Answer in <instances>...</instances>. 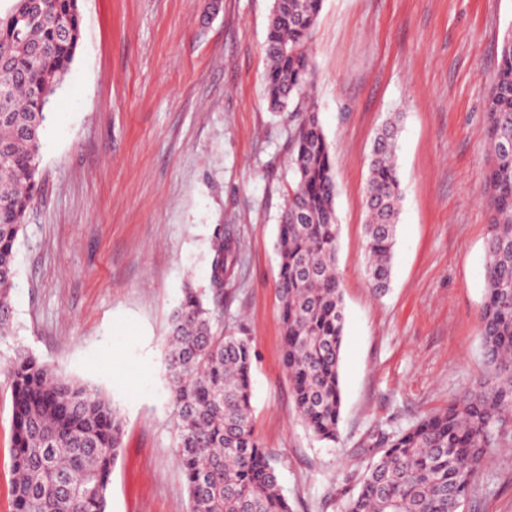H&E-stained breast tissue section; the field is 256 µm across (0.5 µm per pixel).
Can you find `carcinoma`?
<instances>
[{
  "instance_id": "cac0c4a2",
  "label": "carcinoma",
  "mask_w": 512,
  "mask_h": 512,
  "mask_svg": "<svg viewBox=\"0 0 512 512\" xmlns=\"http://www.w3.org/2000/svg\"><path fill=\"white\" fill-rule=\"evenodd\" d=\"M0 7V338L12 329L16 243L39 191V150L52 98L74 61L79 0H3ZM322 0H273L265 43V96L280 112L312 86L309 52ZM493 165L491 224L480 312L484 376L448 409L390 441L348 512H455L512 415V46L501 47L488 106ZM397 126L377 134L366 193V272L386 290L403 199L394 162ZM294 185L279 216L277 288L283 364L297 414L321 441L337 438L345 315L337 271L336 179L314 108L297 106L291 133ZM209 286H186L172 315L167 370L176 457L192 512H291L269 452L254 436L251 367L244 336L224 333L223 294L239 259V230L222 225ZM12 512H106L121 447L119 411L96 387L68 379L36 356L9 360Z\"/></svg>"
}]
</instances>
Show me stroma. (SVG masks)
Segmentation results:
<instances>
[{
  "mask_svg": "<svg viewBox=\"0 0 512 512\" xmlns=\"http://www.w3.org/2000/svg\"><path fill=\"white\" fill-rule=\"evenodd\" d=\"M208 3L81 0L0 365L29 352L119 409L107 512H191L165 339L186 284L209 283L217 228L237 225L224 322L251 341L255 434L292 512H346L378 456L371 439L447 409L485 371L487 100L512 0H323L311 99L336 177L346 313L334 443L298 417L282 362L275 242L292 122L264 96L272 0H221L213 15ZM395 116L403 202L379 293L365 273V196L374 137ZM11 407L0 375V512H11ZM463 510L512 512V429Z\"/></svg>",
  "mask_w": 512,
  "mask_h": 512,
  "instance_id": "obj_1",
  "label": "stroma"
}]
</instances>
